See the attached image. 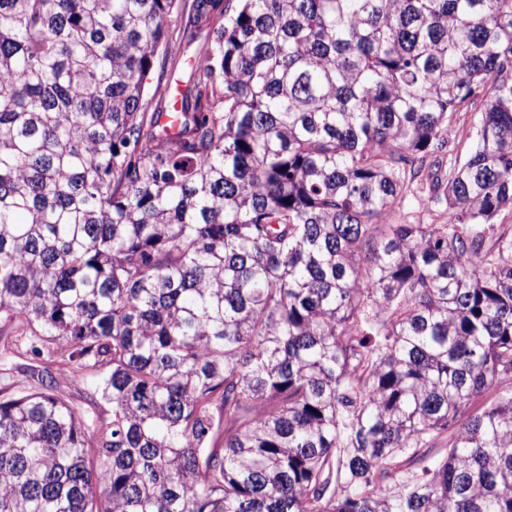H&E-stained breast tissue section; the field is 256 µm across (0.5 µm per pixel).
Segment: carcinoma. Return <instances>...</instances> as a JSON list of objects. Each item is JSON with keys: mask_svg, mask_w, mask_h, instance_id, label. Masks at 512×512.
<instances>
[{"mask_svg": "<svg viewBox=\"0 0 512 512\" xmlns=\"http://www.w3.org/2000/svg\"><path fill=\"white\" fill-rule=\"evenodd\" d=\"M175 9L0 0V512H512V0ZM177 9L170 15L167 27L170 30L168 56L166 64L167 79H177L179 91H176L177 100L180 92L184 91L191 78L193 62L201 57L211 46L214 38L212 29L207 22L196 24V37L192 42L181 41L180 30L192 17L191 4L193 0H179ZM486 105L485 97L482 94L475 97L469 104L467 108H464L462 111L458 112L456 115V121L453 122L452 126V137L456 135L457 139H460L463 135L461 148L463 149L464 144L467 142L466 137L473 129L470 128L471 123L473 122V116L476 112H481ZM474 131L471 132L474 135ZM3 339L0 344V388L8 387L16 381H23L26 390L32 392L39 387V382L37 379L33 380L22 375L23 368L26 365L40 366L41 369L47 367L57 386L68 397L70 403L80 409L84 407L81 396L86 389L85 378L90 379L103 372V369H89L84 376L74 375L67 364L69 351L65 347L49 344L39 345L42 354L37 358L30 353L22 352V350L20 354L16 351L4 350Z\"/></svg>", "mask_w": 512, "mask_h": 512, "instance_id": "1", "label": "carcinoma"}]
</instances>
